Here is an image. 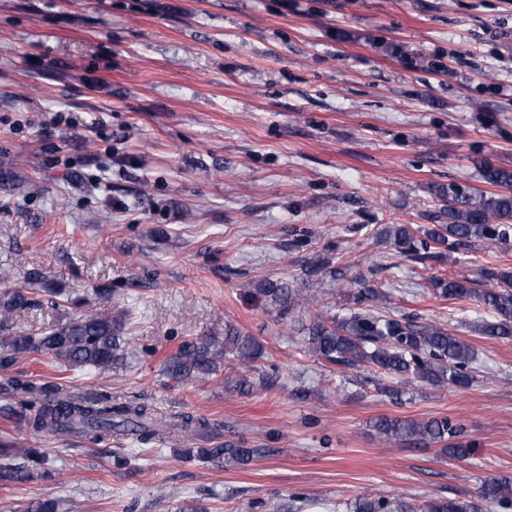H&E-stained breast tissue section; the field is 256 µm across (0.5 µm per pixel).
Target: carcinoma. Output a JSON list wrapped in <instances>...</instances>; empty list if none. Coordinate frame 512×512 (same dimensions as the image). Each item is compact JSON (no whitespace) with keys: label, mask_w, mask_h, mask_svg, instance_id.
<instances>
[{"label":"carcinoma","mask_w":512,"mask_h":512,"mask_svg":"<svg viewBox=\"0 0 512 512\" xmlns=\"http://www.w3.org/2000/svg\"><path fill=\"white\" fill-rule=\"evenodd\" d=\"M495 192L470 191L457 184L438 191L446 203L440 215L446 224H394L385 230L392 246L408 258H433V249L468 248L475 240L506 245L512 240V170L487 164L480 169ZM481 276L493 282L438 278L435 294L450 301L476 300L491 308L497 318L474 325L473 331L491 338H512V270L483 269ZM41 276L29 273L19 284L18 270L11 262L0 264V369H10L24 354H37L70 369L93 368L110 373L123 366L128 353L125 326L129 313L98 316L75 312L52 325L39 336L22 334L13 328V314L31 303L30 290ZM258 292L286 313L309 304L299 291L281 280H266ZM358 309L344 318L321 313L301 325L307 351L330 364L346 367L370 365L388 374L410 375L435 387L466 388L473 381L477 363L475 348L455 331L437 324L419 323L394 314L390 293L381 288L350 292ZM262 354L253 336L228 328L224 340L206 336L184 341L163 364V371L176 380L205 379L224 367V361L250 363ZM10 410L17 427L59 436H79L99 444L116 435H134L142 442H165L172 438L197 441L218 433L219 424L193 414L163 421L145 403H114L104 392L73 393L53 384L37 385L18 377L11 379ZM387 439L406 438L435 443L456 438L461 430L448 418L429 420L381 418L375 423ZM258 453L256 448L220 444L200 448L197 455L217 464L245 466ZM43 454L21 448L9 437H0V481L23 482L46 478ZM347 512H512V477L501 475L485 480L477 498H433L415 506L391 501L373 492L361 494L349 503Z\"/></svg>","instance_id":"1"}]
</instances>
